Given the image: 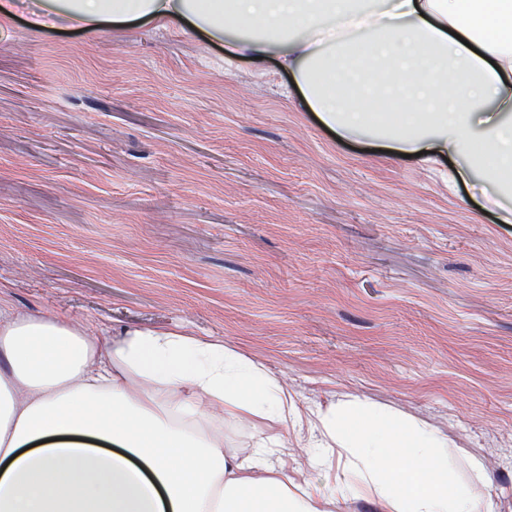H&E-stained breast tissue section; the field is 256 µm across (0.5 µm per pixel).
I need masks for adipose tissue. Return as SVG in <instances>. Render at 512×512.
I'll use <instances>...</instances> for the list:
<instances>
[{
    "mask_svg": "<svg viewBox=\"0 0 512 512\" xmlns=\"http://www.w3.org/2000/svg\"><path fill=\"white\" fill-rule=\"evenodd\" d=\"M28 13L37 29L172 22L223 42L228 64L278 56L340 135L453 153L464 179L480 144L487 179L512 186V12L498 0H30ZM366 100L421 109L384 126ZM213 405L276 430L225 448ZM468 468L458 479L438 428L356 397L299 407L224 343L150 328L91 338L0 305V512H334L350 498L377 512H499L474 489L482 459Z\"/></svg>",
    "mask_w": 512,
    "mask_h": 512,
    "instance_id": "obj_1",
    "label": "adipose tissue"
}]
</instances>
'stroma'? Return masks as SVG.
Returning <instances> with one entry per match:
<instances>
[{"label":"stroma","instance_id":"obj_1","mask_svg":"<svg viewBox=\"0 0 512 512\" xmlns=\"http://www.w3.org/2000/svg\"><path fill=\"white\" fill-rule=\"evenodd\" d=\"M151 22L0 25V299L227 342L302 403L447 434L512 512V198L339 137L288 72Z\"/></svg>","mask_w":512,"mask_h":512}]
</instances>
